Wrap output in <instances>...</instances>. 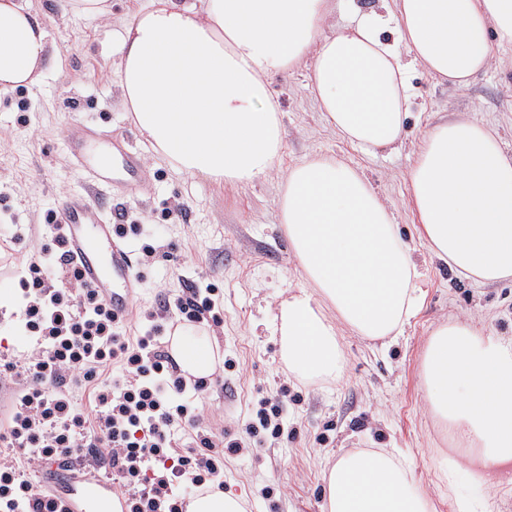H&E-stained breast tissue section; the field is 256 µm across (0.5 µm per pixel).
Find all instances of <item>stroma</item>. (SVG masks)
<instances>
[{"label": "stroma", "instance_id": "1", "mask_svg": "<svg viewBox=\"0 0 512 512\" xmlns=\"http://www.w3.org/2000/svg\"><path fill=\"white\" fill-rule=\"evenodd\" d=\"M150 2L112 0L107 17L90 18L64 12L61 0H26L47 32L51 61L37 83L0 94V295L12 302L0 308V354L31 352L18 281L51 244L48 220L57 196L85 189L64 132L76 123L97 127L128 139L146 161L137 196L116 185L99 198L106 212L119 213L140 278L119 333L132 340L143 335L150 312L172 330L184 323L178 298L196 286L216 290L223 320L205 329L217 338L222 364L197 402L204 428L240 446L224 453L225 495L242 500L245 512H322L323 473L338 453L389 448L407 460L412 480L436 512H453L455 495L477 488L463 472L451 482L440 476L453 439L425 409L422 356L433 328L447 321L467 320L484 332L512 336V281L480 285L432 261L407 206V172L428 125L459 112L512 145V67H491L465 88L418 70L403 147L375 156L363 155L325 124L310 68L275 75L271 88L284 128L279 173L229 189L173 172L123 106L118 33ZM313 156L350 159L364 170L403 235L415 243L422 273V306L396 341L384 345L346 332L344 375L337 382L288 372L267 330L283 292L302 284L279 222L280 174ZM267 397L284 406L283 433L276 439L246 429Z\"/></svg>", "mask_w": 512, "mask_h": 512}]
</instances>
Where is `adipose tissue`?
<instances>
[{"mask_svg":"<svg viewBox=\"0 0 512 512\" xmlns=\"http://www.w3.org/2000/svg\"><path fill=\"white\" fill-rule=\"evenodd\" d=\"M336 22L334 0H152L120 33L123 104L175 171L233 188L271 175L283 148L272 76L309 64L325 123L362 152L401 148L411 67L462 87L506 67L512 0H377ZM411 60L403 62L400 53ZM50 58L23 0H0V92L33 84ZM409 207L430 253L456 277L512 278V149L465 116L428 127L407 174ZM280 222L304 281L289 289L272 334L289 372L336 381L339 338L393 341L419 308L420 273L393 210L364 171L313 157L284 181ZM170 350L183 376L210 377L218 352L179 326ZM425 404L458 437L445 461L503 488L512 472V336L464 322L435 327L421 361ZM324 512H433L392 452L340 455L323 476Z\"/></svg>","mask_w":512,"mask_h":512,"instance_id":"obj_1","label":"adipose tissue"}]
</instances>
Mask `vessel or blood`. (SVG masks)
I'll list each match as a JSON object with an SVG mask.
<instances>
[{
    "label": "vessel or blood",
    "mask_w": 512,
    "mask_h": 512,
    "mask_svg": "<svg viewBox=\"0 0 512 512\" xmlns=\"http://www.w3.org/2000/svg\"><path fill=\"white\" fill-rule=\"evenodd\" d=\"M65 138L90 190L59 195L54 222L81 283L95 290L113 315L120 317L131 307L138 278L128 241L103 213L94 192L111 188L117 171L123 174L128 192H136L142 176L141 156L116 137L107 140L103 148L89 150L92 137L83 129L70 128ZM56 483L57 512H112L111 483L81 479L66 468L57 469Z\"/></svg>",
    "instance_id": "obj_1"
}]
</instances>
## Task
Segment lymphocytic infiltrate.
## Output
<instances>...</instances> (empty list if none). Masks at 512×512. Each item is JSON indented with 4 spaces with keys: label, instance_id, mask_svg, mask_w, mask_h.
Wrapping results in <instances>:
<instances>
[{
    "label": "lymphocytic infiltrate",
    "instance_id": "1",
    "mask_svg": "<svg viewBox=\"0 0 512 512\" xmlns=\"http://www.w3.org/2000/svg\"><path fill=\"white\" fill-rule=\"evenodd\" d=\"M61 264L58 256L47 267L31 264L22 282L37 350L20 364L0 362L1 382H21L0 444L40 467L79 453L106 456L128 491L127 512H185L187 497L224 477V451L201 429L195 404L206 383L173 376L160 325L133 342L116 334L115 316L75 272L60 283L51 278ZM82 385L94 411L71 395ZM187 427L196 439L183 450L176 436ZM0 512L54 510L18 463L0 460Z\"/></svg>",
    "mask_w": 512,
    "mask_h": 512
}]
</instances>
